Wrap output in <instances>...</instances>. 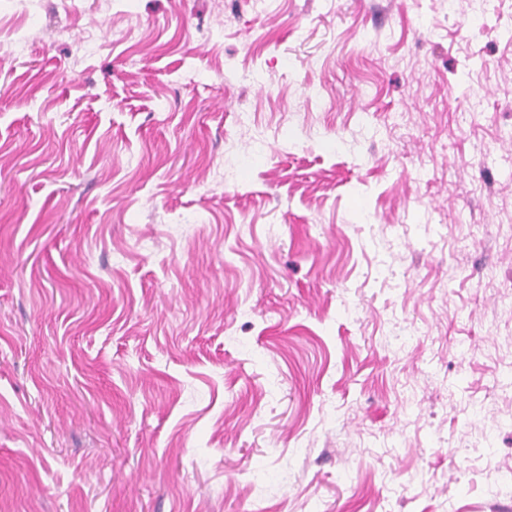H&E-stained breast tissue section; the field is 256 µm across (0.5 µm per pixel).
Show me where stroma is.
Segmentation results:
<instances>
[{
    "label": "stroma",
    "mask_w": 512,
    "mask_h": 512,
    "mask_svg": "<svg viewBox=\"0 0 512 512\" xmlns=\"http://www.w3.org/2000/svg\"><path fill=\"white\" fill-rule=\"evenodd\" d=\"M505 290L512 0H0V512H512Z\"/></svg>",
    "instance_id": "stroma-1"
}]
</instances>
